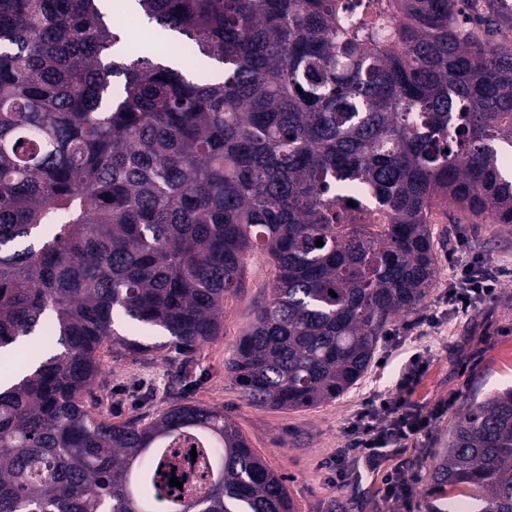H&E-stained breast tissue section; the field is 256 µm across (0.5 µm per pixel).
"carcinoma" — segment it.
Masks as SVG:
<instances>
[{
	"instance_id": "obj_1",
	"label": "carcinoma",
	"mask_w": 512,
	"mask_h": 512,
	"mask_svg": "<svg viewBox=\"0 0 512 512\" xmlns=\"http://www.w3.org/2000/svg\"><path fill=\"white\" fill-rule=\"evenodd\" d=\"M98 2L0 0V512H292L224 411L87 406L98 352L156 349L118 323L162 332L182 383L261 253L231 380L282 410L347 393L429 294L433 209L512 224V39L468 29L471 0H137L218 82L130 48ZM190 432L222 453L196 447L174 493ZM430 486L428 512L449 487L512 512V389L458 418Z\"/></svg>"
}]
</instances>
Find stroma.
Masks as SVG:
<instances>
[{
  "mask_svg": "<svg viewBox=\"0 0 512 512\" xmlns=\"http://www.w3.org/2000/svg\"><path fill=\"white\" fill-rule=\"evenodd\" d=\"M436 272L425 303L396 317L377 350V361L365 377L337 400L315 407L278 410L250 405L224 369L240 338L250 328L256 306L268 297L276 275L265 255L248 263L245 286L224 301L221 332L194 354L195 372L182 395L189 401L223 409L251 448L275 473L286 479L294 512H382L380 487L384 471L406 467L416 476L411 512H427L431 500L427 480L432 458L444 448L456 417L472 401L495 390L512 387V225L473 224L459 213L443 214L434 225ZM480 257L501 273L496 295L478 301L467 313L448 302L460 259ZM436 313L440 321L420 333L415 342L400 344L407 328ZM154 350L136 357L114 353L103 345L102 373L92 387V399L114 422L153 416L170 401L166 337L152 331L141 337ZM430 349L433 359L413 397L426 406L448 409L416 447L389 450L380 468L360 465V479L343 489L332 484L326 467L347 443L345 429L363 399L374 390L393 389L410 356ZM150 386L149 402L135 400L141 386Z\"/></svg>",
  "mask_w": 512,
  "mask_h": 512,
  "instance_id": "35a3bbf8",
  "label": "stroma"
}]
</instances>
